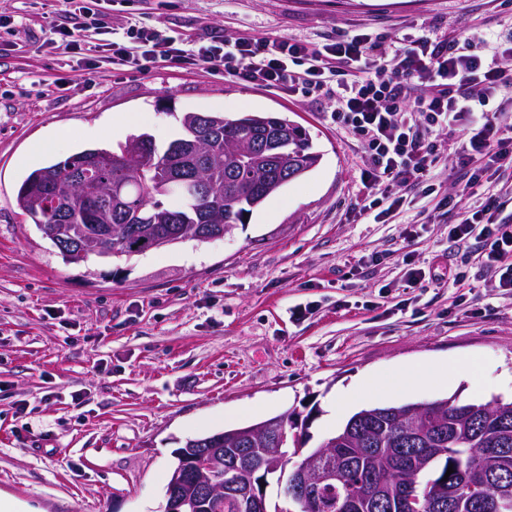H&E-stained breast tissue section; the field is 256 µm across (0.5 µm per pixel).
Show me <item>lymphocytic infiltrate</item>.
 <instances>
[{
    "instance_id": "obj_1",
    "label": "lymphocytic infiltrate",
    "mask_w": 512,
    "mask_h": 512,
    "mask_svg": "<svg viewBox=\"0 0 512 512\" xmlns=\"http://www.w3.org/2000/svg\"><path fill=\"white\" fill-rule=\"evenodd\" d=\"M56 34L75 57L93 37L119 65L137 67L161 58L175 67H204L289 96L325 97L332 121L366 153L364 215L382 207L397 186L432 193L438 161L434 139L445 130L461 132L459 141L448 146L460 169L468 170L476 159L512 169V124L501 126L497 113L485 108L489 95L512 86V67L473 53L468 38L448 40L426 30L385 53L368 35L349 33L316 50L300 40L250 35L202 43L134 23L115 29L99 0H81L74 21L59 26ZM505 203L502 192L487 196L474 212L449 203L455 219L448 238L458 245L474 238L483 242L496 287L512 290V224L497 218Z\"/></svg>"
}]
</instances>
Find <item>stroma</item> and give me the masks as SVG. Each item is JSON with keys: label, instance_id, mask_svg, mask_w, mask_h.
<instances>
[{"label": "stroma", "instance_id": "obj_1", "mask_svg": "<svg viewBox=\"0 0 512 512\" xmlns=\"http://www.w3.org/2000/svg\"><path fill=\"white\" fill-rule=\"evenodd\" d=\"M129 19L196 40L243 33L315 46L337 31L393 42L421 29L472 38L491 57L512 31V0H104ZM0 493L34 512H163L174 451L190 437L287 413L310 446L346 419L338 395L368 375L475 358L471 378L390 395L486 402L512 382V291L493 288L477 244L448 240L439 200L481 205L512 184L472 188L454 158L437 191H400L394 211L352 219L366 195L361 145L321 99L290 97L205 68L86 71L58 47L63 0H0ZM274 112L308 129L322 160L231 234L130 259L68 264L17 208L33 170L136 131L157 149L183 113ZM425 273L413 282L411 271ZM465 272L460 288L449 273ZM308 314L295 319L296 307Z\"/></svg>", "mask_w": 512, "mask_h": 512}]
</instances>
